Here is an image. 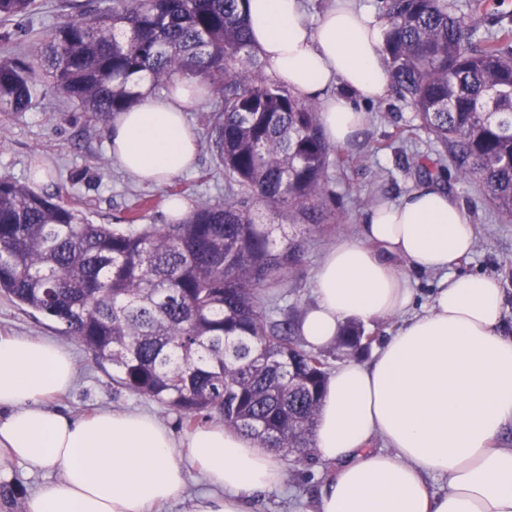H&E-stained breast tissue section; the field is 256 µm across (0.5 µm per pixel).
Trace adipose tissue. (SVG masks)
Wrapping results in <instances>:
<instances>
[{
	"label": "adipose tissue",
	"instance_id": "adipose-tissue-1",
	"mask_svg": "<svg viewBox=\"0 0 512 512\" xmlns=\"http://www.w3.org/2000/svg\"><path fill=\"white\" fill-rule=\"evenodd\" d=\"M245 11L269 73L319 101L330 142L351 141L365 123L354 99L390 90L380 23L355 0H334L313 25L303 0H247ZM201 91L180 76L166 96L144 93L116 113L113 159L142 183L189 172L197 142L186 110ZM473 247L465 207L425 183L372 207L355 237L323 255L297 323L307 346L331 347L351 321L399 323L370 361L346 359L327 378L314 446L331 473L312 512H512V448L496 445L512 426V336L498 280L454 272ZM414 272L438 277L420 308ZM76 376L57 342L0 335V468L51 475L26 512H159L185 496L190 468L209 490L187 512H255L257 495L283 483L273 451L221 424L180 436L146 412L56 411ZM437 476L445 492L431 490Z\"/></svg>",
	"mask_w": 512,
	"mask_h": 512
}]
</instances>
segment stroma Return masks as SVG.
Listing matches in <instances>:
<instances>
[{
	"label": "stroma",
	"mask_w": 512,
	"mask_h": 512,
	"mask_svg": "<svg viewBox=\"0 0 512 512\" xmlns=\"http://www.w3.org/2000/svg\"><path fill=\"white\" fill-rule=\"evenodd\" d=\"M38 2V9L24 21L37 35L77 14L86 0ZM355 105L366 113L367 122L354 140L341 146L343 163L328 170L335 226L323 234L289 226V234L303 237L305 253L301 266L288 278L287 294L279 298L278 308L303 311L312 300L313 276L323 252L355 235L370 207L398 200L429 180L465 206L476 243L460 269L499 281L505 300L502 329L512 335V223L499 216L479 178H457L452 161H445L443 170L434 171L432 177L417 174L415 158L434 156L437 146L432 136L420 129L413 110L395 94L379 101L359 99ZM212 107L205 98L187 111L200 142L194 169L161 184H147L138 182L113 160L106 130L91 128L84 112L44 88L21 116L0 115V175L59 196L62 202L78 206L95 224H125L133 216L142 224H162L166 221L165 204L172 195L185 197L194 207L224 198V173L216 167L206 144V115ZM0 335L51 338L72 355L77 381L67 395L55 401L56 410L65 414L145 410L181 430L177 413L118 386L112 364L98 359L39 313L21 310L1 296ZM284 472L283 487L261 496V512H311L325 482L323 464L315 458L302 464L288 463Z\"/></svg>",
	"instance_id": "1"
}]
</instances>
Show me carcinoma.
Here are the masks:
<instances>
[{
	"mask_svg": "<svg viewBox=\"0 0 512 512\" xmlns=\"http://www.w3.org/2000/svg\"><path fill=\"white\" fill-rule=\"evenodd\" d=\"M247 0H88L29 50L0 59V114L19 116L47 79L106 129L156 87L198 79L215 101L208 146L224 170V201L176 224H93L29 185L0 176V295L44 314L117 369L129 392L176 411L188 426L219 417L294 463L314 452L329 352L307 347L294 316L273 317L270 289L302 261L303 240L261 224L252 205L322 232L329 166L341 161L317 105L268 77L251 44ZM37 0H0V24ZM390 83L460 177H479L512 220V27L459 15L448 0H380ZM20 25L0 32L26 41ZM373 342L346 325L335 350ZM0 484V508L19 512Z\"/></svg>",
	"mask_w": 512,
	"mask_h": 512,
	"instance_id": "cac0c4a2",
	"label": "carcinoma"
}]
</instances>
